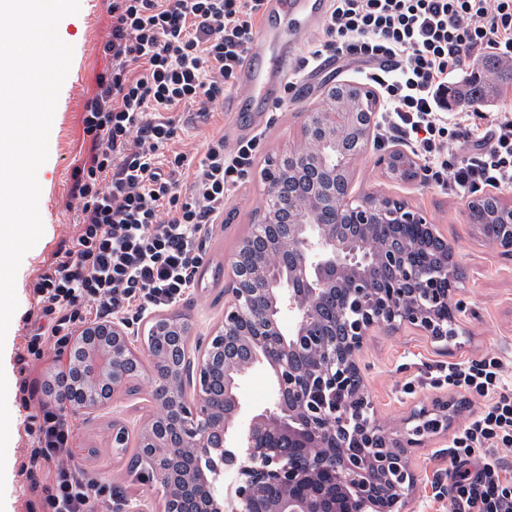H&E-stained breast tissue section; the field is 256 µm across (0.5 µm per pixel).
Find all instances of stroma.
Returning <instances> with one entry per match:
<instances>
[{
  "mask_svg": "<svg viewBox=\"0 0 512 512\" xmlns=\"http://www.w3.org/2000/svg\"><path fill=\"white\" fill-rule=\"evenodd\" d=\"M110 2L80 0L78 14L58 28L61 39L75 45L76 50L64 82L67 93L57 103L50 131L53 165L37 175L44 232L19 267V305L9 326L10 340L0 349V369L7 376L11 415L7 457L12 466L5 483L9 512H27L28 482L20 463L29 450L25 426L30 412L20 406L15 383L20 370L18 355L24 343V318L32 303L30 285L61 242L75 231V215L66 207L67 193L72 170L89 149L82 136L84 104L95 90L96 74L109 64L100 46L107 36ZM361 82L355 71L332 63L298 82L293 102L275 112L265 110L263 99L246 87L226 95L223 113L213 119L214 124L224 128L225 150H233L239 140L254 135L259 136L260 143L248 177L224 204L223 223L215 225L202 240L203 266L195 290L178 305L179 311L193 323V348H201L224 318V289L230 282L231 258L258 219L266 187L267 159L301 147V115L323 108L328 85ZM384 153V148L369 144L351 171L352 194L373 193L401 200L437 226L456 250L458 278L454 300L461 306L456 317V336L448 342L437 340L409 323L379 326L366 336L357 364L369 414L383 432L395 437L414 410L448 397L463 400V393L450 388L444 377L448 363L472 359L485 352L500 353L512 363V258L497 253L471 224L467 198L448 197L423 181L405 183L391 179L379 162ZM271 383L270 370L262 366L242 377L244 415L259 413L267 407ZM137 386L135 394L126 395L103 410L75 413L77 431L71 454L91 476L122 491L117 512H162L161 487L133 481L128 475L133 448L118 451L112 446L113 424L125 426L129 440H136L154 408L150 374L142 373ZM467 413V408H458L449 417L447 427L422 435L421 446L408 449L407 460L415 477L410 512H446L450 484L447 449L460 432Z\"/></svg>",
  "mask_w": 512,
  "mask_h": 512,
  "instance_id": "1",
  "label": "stroma"
}]
</instances>
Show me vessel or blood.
<instances>
[{
  "label": "vessel or blood",
  "mask_w": 512,
  "mask_h": 512,
  "mask_svg": "<svg viewBox=\"0 0 512 512\" xmlns=\"http://www.w3.org/2000/svg\"><path fill=\"white\" fill-rule=\"evenodd\" d=\"M277 7L287 17V27H263L259 57H247L243 65L248 89L272 103L279 99L277 75L293 53L294 29L310 31L319 26L328 0H277Z\"/></svg>",
  "instance_id": "vessel-or-blood-1"
}]
</instances>
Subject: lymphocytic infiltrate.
<instances>
[{"mask_svg":"<svg viewBox=\"0 0 512 512\" xmlns=\"http://www.w3.org/2000/svg\"><path fill=\"white\" fill-rule=\"evenodd\" d=\"M266 0H112L102 44L109 67L84 106L90 144L71 175L76 231L31 284L18 355L23 406L37 409L21 467L28 512H112L111 484L63 460L76 425L47 402L38 363L64 355L88 324L133 321L180 303L203 264L201 240L248 176L257 138L224 150L213 128L201 156L177 148V113L208 123L257 44ZM489 54L512 63V0H330L321 35L295 62L301 77L330 60L359 63L380 102L383 137L423 160L450 196L512 187V106L450 105L448 76ZM448 383L479 406L448 448V512H512V367L497 354L449 364Z\"/></svg>","mask_w":512,"mask_h":512,"instance_id":"obj_1","label":"lymphocytic infiltrate"}]
</instances>
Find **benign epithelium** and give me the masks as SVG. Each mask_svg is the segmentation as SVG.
Instances as JSON below:
<instances>
[{
    "label": "benign epithelium",
    "instance_id": "obj_1",
    "mask_svg": "<svg viewBox=\"0 0 512 512\" xmlns=\"http://www.w3.org/2000/svg\"><path fill=\"white\" fill-rule=\"evenodd\" d=\"M304 113V147L272 159L259 220L239 244L231 262L233 278L224 289V321L198 354L181 356V379L198 389L193 402L152 369V393L173 401L160 410L173 429L156 439L148 420L141 434L156 448H191L198 473L184 488L173 485L155 451L141 453L129 473L156 481L164 512H213L216 508L203 462L218 459L236 469V512H407L409 484L385 480L390 448H417L429 421L448 426L454 399L438 400L410 420L411 428L390 439L365 414L366 399L350 388L359 374L356 356L368 332L380 325L410 323L433 336L455 324V249L445 244L442 265L423 268L409 260L414 246L361 248L351 231L369 224L418 227L438 236L435 225L390 197L351 193L348 171L367 149L375 110L373 95L356 97L357 110ZM387 170L405 181L416 160L395 146L384 158ZM500 223L486 240L512 256V206L496 199ZM301 219L293 220L294 214ZM351 276L350 294L371 301L354 320L334 281ZM291 326L284 328V317ZM249 339V365L274 373L271 403L253 415L227 449L224 416L214 402L232 397L233 418L241 412L237 392L242 373H224L216 387L215 365L227 366ZM143 357L115 321L89 324L72 348L65 372L51 377L54 397L89 412L130 391V368Z\"/></svg>",
    "mask_w": 512,
    "mask_h": 512
}]
</instances>
